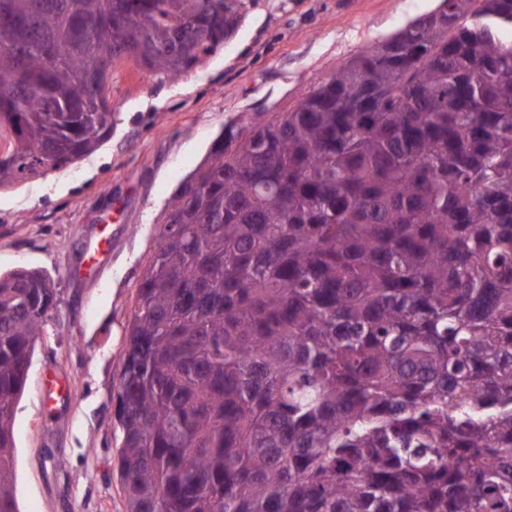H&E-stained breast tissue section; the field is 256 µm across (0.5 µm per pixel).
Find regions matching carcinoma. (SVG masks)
Listing matches in <instances>:
<instances>
[{
    "label": "carcinoma",
    "instance_id": "cac0c4a2",
    "mask_svg": "<svg viewBox=\"0 0 512 512\" xmlns=\"http://www.w3.org/2000/svg\"><path fill=\"white\" fill-rule=\"evenodd\" d=\"M251 0H0V188L112 133V70L177 78ZM512 0H440L177 188L119 380L127 512H512ZM57 303L0 276V512Z\"/></svg>",
    "mask_w": 512,
    "mask_h": 512
}]
</instances>
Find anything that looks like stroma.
Instances as JSON below:
<instances>
[{"label":"stroma","mask_w":512,"mask_h":512,"mask_svg":"<svg viewBox=\"0 0 512 512\" xmlns=\"http://www.w3.org/2000/svg\"><path fill=\"white\" fill-rule=\"evenodd\" d=\"M439 0H254L234 36L170 79L135 62L112 72V134L65 168L0 189V273H47L57 307L19 399V512H126L117 474L123 352L156 229L180 183L231 124L291 110L337 64ZM108 241L95 275L86 248ZM64 391L45 394L49 373Z\"/></svg>","instance_id":"35a3bbf8"}]
</instances>
